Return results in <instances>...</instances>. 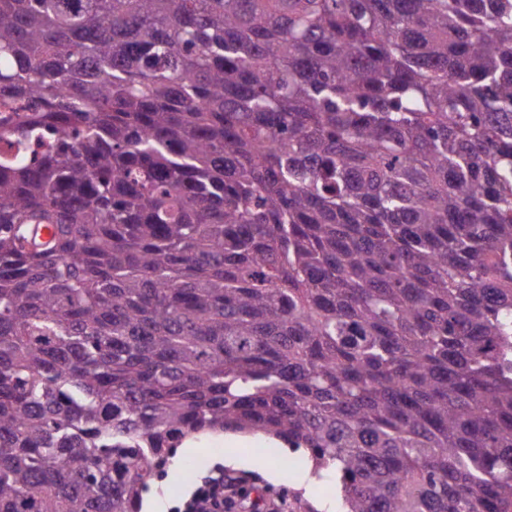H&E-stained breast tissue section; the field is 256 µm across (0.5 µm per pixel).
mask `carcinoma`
I'll list each match as a JSON object with an SVG mask.
<instances>
[{
  "instance_id": "1",
  "label": "carcinoma",
  "mask_w": 512,
  "mask_h": 512,
  "mask_svg": "<svg viewBox=\"0 0 512 512\" xmlns=\"http://www.w3.org/2000/svg\"><path fill=\"white\" fill-rule=\"evenodd\" d=\"M0 110V512L224 430L512 512V0H0Z\"/></svg>"
}]
</instances>
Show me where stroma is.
I'll return each mask as SVG.
<instances>
[{
    "mask_svg": "<svg viewBox=\"0 0 512 512\" xmlns=\"http://www.w3.org/2000/svg\"><path fill=\"white\" fill-rule=\"evenodd\" d=\"M206 445V451L201 454H173L164 473L150 483L146 493L159 499L161 512H177L191 499L202 478L218 470L235 478L237 485L257 487L263 498L261 512H315L321 502L332 512H337L339 508L334 482L323 483L313 499L296 490L298 476L311 465L306 450L295 451L283 444L275 446L264 435H251L241 449L242 454L256 457L261 449L270 446L276 451L273 461L280 477L278 481L271 482L258 471L225 466L224 458L230 449L224 442L223 433L208 434Z\"/></svg>",
    "mask_w": 512,
    "mask_h": 512,
    "instance_id": "obj_1",
    "label": "stroma"
}]
</instances>
